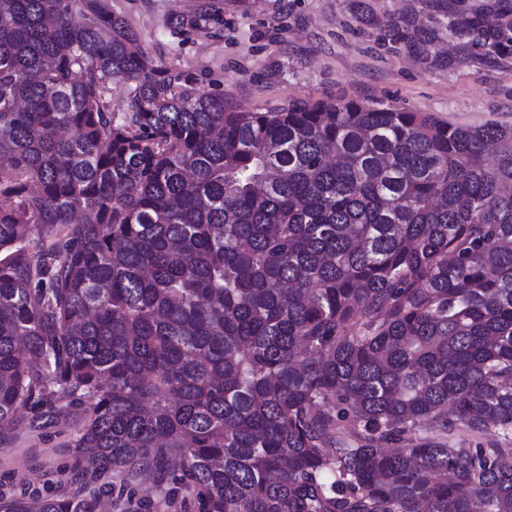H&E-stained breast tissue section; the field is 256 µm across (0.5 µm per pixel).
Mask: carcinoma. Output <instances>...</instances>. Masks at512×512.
<instances>
[{
  "label": "carcinoma",
  "mask_w": 512,
  "mask_h": 512,
  "mask_svg": "<svg viewBox=\"0 0 512 512\" xmlns=\"http://www.w3.org/2000/svg\"><path fill=\"white\" fill-rule=\"evenodd\" d=\"M424 6L384 37L512 57L508 0ZM63 400L75 489L0 512H101L122 471L189 512H512V125L240 110L100 0H0V434ZM497 443V437L492 433L478 434L463 429L448 433V447L450 448H490Z\"/></svg>",
  "instance_id": "obj_1"
}]
</instances>
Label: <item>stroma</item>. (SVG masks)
Here are the masks:
<instances>
[{"label":"stroma","mask_w":512,"mask_h":512,"mask_svg":"<svg viewBox=\"0 0 512 512\" xmlns=\"http://www.w3.org/2000/svg\"><path fill=\"white\" fill-rule=\"evenodd\" d=\"M194 0H106L158 67L220 91L245 110H275L298 99H354L428 112L455 124H512V58H425L390 46L365 24L353 0H248L225 11L220 28L173 32ZM82 411L30 428L21 412L0 437V493L63 492L74 459L66 446Z\"/></svg>","instance_id":"35a3bbf8"}]
</instances>
